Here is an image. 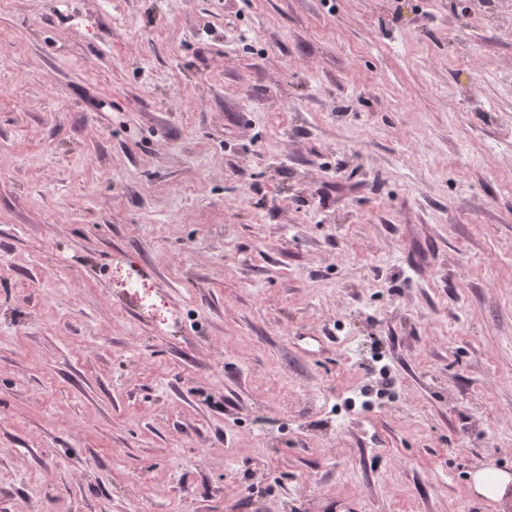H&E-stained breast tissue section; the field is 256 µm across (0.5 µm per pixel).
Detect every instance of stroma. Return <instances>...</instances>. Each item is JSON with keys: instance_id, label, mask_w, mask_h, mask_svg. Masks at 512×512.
Returning <instances> with one entry per match:
<instances>
[{"instance_id": "35a3bbf8", "label": "stroma", "mask_w": 512, "mask_h": 512, "mask_svg": "<svg viewBox=\"0 0 512 512\" xmlns=\"http://www.w3.org/2000/svg\"><path fill=\"white\" fill-rule=\"evenodd\" d=\"M483 468L512 0H0V512H500Z\"/></svg>"}]
</instances>
